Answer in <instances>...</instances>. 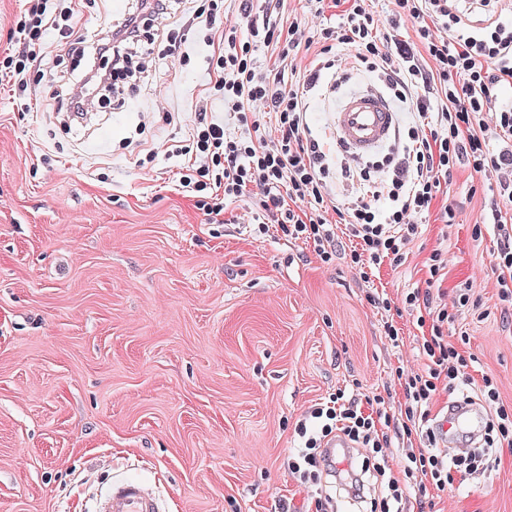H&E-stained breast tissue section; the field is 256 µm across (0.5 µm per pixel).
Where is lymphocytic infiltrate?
<instances>
[{"mask_svg": "<svg viewBox=\"0 0 512 512\" xmlns=\"http://www.w3.org/2000/svg\"><path fill=\"white\" fill-rule=\"evenodd\" d=\"M48 2L26 0L13 31L15 45L0 54V82L21 96L40 83L45 70L35 47L47 30H55L64 38L68 55L87 61L83 74L57 101L58 111L74 113L85 111L87 89L120 93V83L129 73L128 44H153L154 21L181 4V0H140L124 29L107 31L87 46L70 38L81 0H62V7L55 9ZM264 2L262 15L256 18L253 0H240L242 14L250 18L249 30L244 35L234 28L225 30L222 45L209 62L210 93L221 97L225 111L236 114L252 133L233 138L227 136L223 124L198 120L191 142L181 149L194 158L181 185L195 194L196 208L214 220L223 215L225 202L245 196L251 186H261L260 196L253 200L254 207L266 216L258 225L259 233H267L269 220H276L283 236L312 242L324 262L336 253L333 226L343 224L352 243L350 262L361 280L370 281L384 262L403 261L405 247L418 233L415 216L429 212L442 179L460 161H467L484 177L502 166H512V153L495 156L489 151L491 141L512 137V109H492L501 90L512 87V26L497 22L499 0H479L487 21L471 32L462 31L454 0H391L392 25L416 26L428 59L424 65L416 62L411 48L400 44L393 61L380 50L378 26L366 0H332L341 9L340 21L336 27L322 29L321 36L345 47L346 53L320 61V68L355 64L379 73L394 99L417 117L403 138L400 154L385 159L390 176H377L370 166L346 170L356 196L340 203L327 186L326 146L308 132L303 91L284 77L262 73L255 58L260 44L277 48L283 60L300 48L298 24L283 27L272 22L274 0ZM434 23L442 29L441 37L431 34ZM264 109L273 112L277 122V138L272 142L261 131ZM383 199L389 203L384 211L377 207ZM490 210L502 232L496 256L497 283L501 297L512 299V233L499 204H491ZM468 301V294H457L451 309L464 307ZM451 309H440L433 323L417 321L429 329L422 343L427 365L421 373L398 374L406 397L405 434L421 431L433 438V431L424 425L438 382L443 378L456 382L466 365L465 357L443 338L441 324L449 319ZM335 432L369 449L374 470L386 474L388 495L380 502L381 512H404L402 479L424 477L442 487L456 472L490 466L489 456H478L471 449L451 459L421 449L406 452L402 476L387 475L386 438L380 437L372 415L339 393L314 407L298 426L303 444L288 457L287 466L301 483H317L319 450L323 440Z\"/></svg>", "mask_w": 512, "mask_h": 512, "instance_id": "obj_1", "label": "lymphocytic infiltrate"}]
</instances>
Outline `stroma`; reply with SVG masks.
Returning <instances> with one entry per match:
<instances>
[{"label":"stroma","instance_id":"35a3bbf8","mask_svg":"<svg viewBox=\"0 0 512 512\" xmlns=\"http://www.w3.org/2000/svg\"><path fill=\"white\" fill-rule=\"evenodd\" d=\"M213 28L192 12L176 51L151 45L142 87L113 110L61 123L43 83L31 102L0 89V512H96L113 478L144 482L162 512H321L343 498L339 478L301 486L284 459L299 446L305 411L336 393L400 414L402 366L422 370L418 311L396 320L370 302L429 293L432 311L463 286L470 301L443 323L467 360L448 401L477 397L492 377L512 408V301L496 286L498 230L484 223L492 193L468 166L443 184L400 265L362 282L345 253L321 262L314 246L269 231L255 236L249 197L211 223L180 185L189 163L173 155L197 107L233 136L248 129L205 96L212 38L244 26L236 0ZM275 18L311 37L292 63L307 78L337 8L314 17L283 0ZM112 24V0H89L73 40L93 43ZM365 69L323 70L306 95L315 138L333 134L331 100L383 86ZM453 223H445V208ZM441 252V285L427 264ZM495 469L411 485L405 512H512V446Z\"/></svg>","mask_w":512,"mask_h":512}]
</instances>
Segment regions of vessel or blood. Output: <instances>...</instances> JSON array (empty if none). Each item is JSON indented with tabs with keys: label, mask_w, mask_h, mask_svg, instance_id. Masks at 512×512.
<instances>
[{
	"label": "vessel or blood",
	"mask_w": 512,
	"mask_h": 512,
	"mask_svg": "<svg viewBox=\"0 0 512 512\" xmlns=\"http://www.w3.org/2000/svg\"><path fill=\"white\" fill-rule=\"evenodd\" d=\"M339 143L355 159L369 157L391 142L395 114L386 96L368 86L343 95L333 110ZM487 416L478 406L452 402L436 432L449 454L464 450L466 437L482 432ZM97 512H160L154 494L141 482L124 477L115 479L102 498Z\"/></svg>",
	"instance_id": "1"
}]
</instances>
